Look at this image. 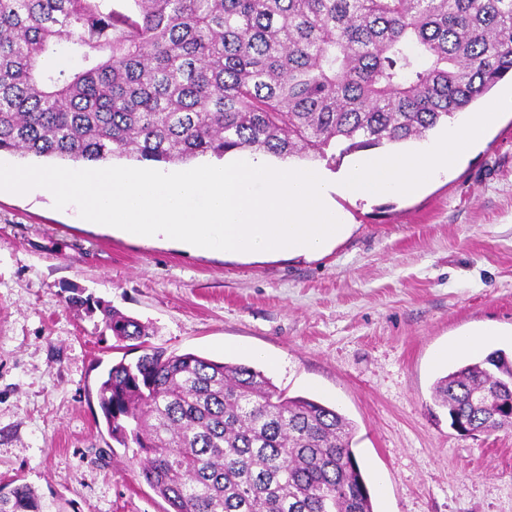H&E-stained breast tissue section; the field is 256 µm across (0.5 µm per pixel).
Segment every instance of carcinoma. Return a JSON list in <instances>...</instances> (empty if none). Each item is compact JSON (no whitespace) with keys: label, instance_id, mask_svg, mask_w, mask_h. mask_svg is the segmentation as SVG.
<instances>
[{"label":"carcinoma","instance_id":"cac0c4a2","mask_svg":"<svg viewBox=\"0 0 512 512\" xmlns=\"http://www.w3.org/2000/svg\"><path fill=\"white\" fill-rule=\"evenodd\" d=\"M0 0V153L182 164L250 149L337 163L420 139L512 75V0ZM68 48L76 69L50 60ZM102 375L109 436L171 512H374L336 409L263 373L148 345ZM450 424L512 427L500 350L440 378ZM0 512H48L26 483Z\"/></svg>","mask_w":512,"mask_h":512}]
</instances>
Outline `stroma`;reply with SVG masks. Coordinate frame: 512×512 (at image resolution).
<instances>
[{
	"mask_svg": "<svg viewBox=\"0 0 512 512\" xmlns=\"http://www.w3.org/2000/svg\"><path fill=\"white\" fill-rule=\"evenodd\" d=\"M337 203L354 229L330 252L257 262L0 191V483L54 512H168L98 403L103 371L140 352L67 304L78 288L148 325L154 347L254 366L336 408L374 512H512V428L461 435L433 399L474 361L451 348L475 323L512 357V112L422 193Z\"/></svg>",
	"mask_w": 512,
	"mask_h": 512,
	"instance_id": "stroma-1",
	"label": "stroma"
}]
</instances>
